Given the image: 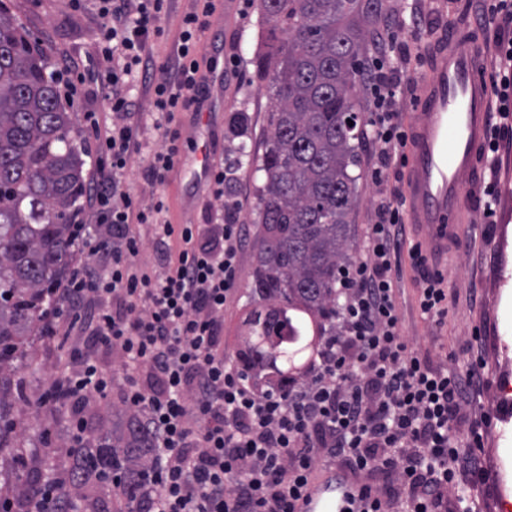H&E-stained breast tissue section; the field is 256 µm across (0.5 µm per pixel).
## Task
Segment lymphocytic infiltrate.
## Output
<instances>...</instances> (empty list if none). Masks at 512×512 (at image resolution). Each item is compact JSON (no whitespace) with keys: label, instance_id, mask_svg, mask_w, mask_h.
Here are the masks:
<instances>
[{"label":"lymphocytic infiltrate","instance_id":"1","mask_svg":"<svg viewBox=\"0 0 512 512\" xmlns=\"http://www.w3.org/2000/svg\"><path fill=\"white\" fill-rule=\"evenodd\" d=\"M100 18L97 59L84 83L111 85L99 112L84 113L95 129L94 153L110 168L100 173L78 211L75 264L52 288L40 315V335L56 341L82 325L89 344L115 354L113 369L79 356L64 379L37 400L88 403L121 392V403L149 438L151 457L135 495L124 483L107 486L132 512H294L309 478L325 468L365 484L354 512H440L464 468L476 467L468 436L456 418L473 384L434 366L404 334L395 283L404 268L418 272L416 303L434 326L448 317V284L420 243H409L404 199L381 200L360 253L337 279L336 329L321 337L302 381L280 394L252 385L224 354V311L240 281L247 226L242 200L229 199L232 161L211 170L208 194L220 223L164 220L162 197L144 199L125 181L128 161L142 149L144 116L163 140L146 167L151 185L164 186L184 151L179 124L199 102L215 61L200 52L216 0H194L180 24L171 56L156 62L151 37L172 0H95ZM375 63L365 79L371 140L382 164L370 178L386 179L389 161L405 159L407 137L396 107V35L376 31ZM492 103L512 112V39L498 42L489 72ZM140 82L145 101L128 90ZM148 226L160 271L138 256ZM106 253L109 262L93 259ZM71 466L53 468L40 486L1 497L12 512H71L76 488ZM386 482H376V475Z\"/></svg>","mask_w":512,"mask_h":512}]
</instances>
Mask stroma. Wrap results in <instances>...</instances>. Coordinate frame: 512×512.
Wrapping results in <instances>:
<instances>
[{"label":"stroma","instance_id":"obj_1","mask_svg":"<svg viewBox=\"0 0 512 512\" xmlns=\"http://www.w3.org/2000/svg\"><path fill=\"white\" fill-rule=\"evenodd\" d=\"M19 23L47 50L54 68L83 71L94 55L99 18L92 8L74 10L71 0H5ZM468 0H385L380 25L404 23L399 47V64L413 69L417 57L447 32L449 21L467 9ZM259 0H240L234 16H227L224 7H217L211 18L209 40L203 45L206 55L236 58L237 75L224 82L223 105L215 124L214 159L240 157L242 166L232 180L233 191L253 199L260 176L255 171L261 155L268 125V92L264 83L254 76L253 59L265 49L268 26L259 11ZM420 17L419 27L409 21ZM241 116L245 131L242 136L229 134L232 116ZM161 145L160 136L145 130L143 148L132 155L126 178L134 192L149 196L160 192L168 206L167 217L175 224H207L214 219L209 210L208 195L197 184L194 166L181 161L169 183L153 189L144 179L147 163ZM375 152L369 139L359 142L357 153L361 178L357 185L358 206L352 215V243L361 247L367 229L376 220L382 197H392L404 190L405 173L398 164H390L383 184H374L370 177V160ZM254 266L253 251H246L241 263V296L224 312V352L236 357L243 346V333L248 307L247 293ZM450 288L448 318L442 327L424 320L416 307V278L411 269H404L398 283L397 301L403 314L404 329L418 348L448 357L449 369L465 371L472 361H479V385L471 392L464 409L463 429L483 427L478 452L486 469L485 475L467 474L457 497L448 501V512H502L497 502L498 486H505L512 497V420L501 422V404L496 399L500 372H512V281L499 280L501 268L512 270V223H488L483 206H476L472 215V231L450 243L438 256ZM87 350L85 335L73 331L60 347L32 343L27 358L19 366L13 380L20 384L23 401L9 405L23 427L21 434L11 436L8 448L0 450V472L15 468L17 455H25V476L42 478L48 459L46 446L64 445L70 408L45 414L33 408L45 383L61 373L78 354ZM119 392L102 403H90L82 414L91 436L111 435L114 445H123L127 430Z\"/></svg>","mask_w":512,"mask_h":512}]
</instances>
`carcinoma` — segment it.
Here are the masks:
<instances>
[{
	"instance_id": "1",
	"label": "carcinoma",
	"mask_w": 512,
	"mask_h": 512,
	"mask_svg": "<svg viewBox=\"0 0 512 512\" xmlns=\"http://www.w3.org/2000/svg\"><path fill=\"white\" fill-rule=\"evenodd\" d=\"M383 0H260L270 51L255 71L270 90V131L255 171L262 225L248 292L250 341L238 359L248 379L279 391L303 375L320 337L336 328V281L351 249L360 175L357 140L362 53ZM51 59L0 0V449L20 425L3 407L12 372L39 331L44 297L75 258L74 218L87 189L85 148L61 102ZM129 429L75 449L85 512H104L83 475L112 470L132 485L149 460ZM4 489L30 482L15 470Z\"/></svg>"
}]
</instances>
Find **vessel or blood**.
I'll return each mask as SVG.
<instances>
[{"mask_svg":"<svg viewBox=\"0 0 512 512\" xmlns=\"http://www.w3.org/2000/svg\"><path fill=\"white\" fill-rule=\"evenodd\" d=\"M491 83L476 44L449 31L429 55L408 127L405 183L408 223L428 228L427 245L442 251L469 231L479 197L481 152L490 121ZM362 484L329 470L295 504L296 512H344Z\"/></svg>","mask_w":512,"mask_h":512,"instance_id":"obj_1","label":"vessel or blood"}]
</instances>
